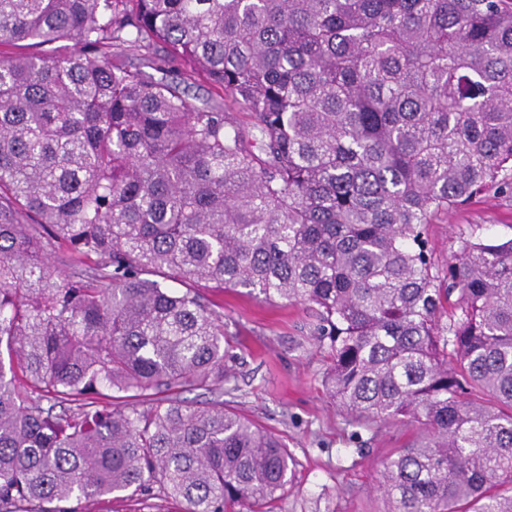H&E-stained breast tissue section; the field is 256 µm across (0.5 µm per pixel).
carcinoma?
<instances>
[{"label":"carcinoma","mask_w":512,"mask_h":512,"mask_svg":"<svg viewBox=\"0 0 512 512\" xmlns=\"http://www.w3.org/2000/svg\"><path fill=\"white\" fill-rule=\"evenodd\" d=\"M492 187L512 0H0V512L272 507L295 459L199 283L305 305L351 423L419 426L387 512H512V238L425 237ZM141 68L155 79L163 78L168 82L178 84L180 91H185L198 106H212L224 109V99L215 95L210 86L202 81L195 82V84L190 86H185L182 83L179 84V77L177 76V72L173 69L162 71L154 69V67H147L146 64L141 65Z\"/></svg>","instance_id":"carcinoma-1"}]
</instances>
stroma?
<instances>
[{
    "instance_id": "stroma-1",
    "label": "stroma",
    "mask_w": 512,
    "mask_h": 512,
    "mask_svg": "<svg viewBox=\"0 0 512 512\" xmlns=\"http://www.w3.org/2000/svg\"><path fill=\"white\" fill-rule=\"evenodd\" d=\"M470 234L512 238V197L485 192L435 216L427 237L439 269L451 261L458 237ZM218 300L234 357L231 398L285 440L297 462L273 512H385L378 474L416 436V428L393 423L369 431L349 425L322 386L330 361L312 335L314 318L304 306L231 290Z\"/></svg>"
}]
</instances>
